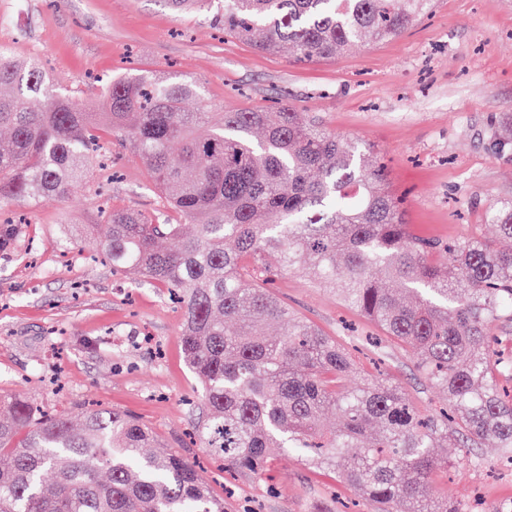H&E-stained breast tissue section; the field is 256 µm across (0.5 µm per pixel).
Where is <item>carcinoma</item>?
I'll list each match as a JSON object with an SVG mask.
<instances>
[{
  "instance_id": "obj_1",
  "label": "carcinoma",
  "mask_w": 512,
  "mask_h": 512,
  "mask_svg": "<svg viewBox=\"0 0 512 512\" xmlns=\"http://www.w3.org/2000/svg\"><path fill=\"white\" fill-rule=\"evenodd\" d=\"M210 0H168L175 15ZM224 28L261 51L298 61L400 36L433 0H220ZM0 198L35 202L81 186L100 149L93 130L124 135L148 162L162 211L101 212L97 232L112 268L167 289L183 309L185 362L204 411L200 447L224 468L261 474L271 449L336 473L367 512H468L428 499L448 459L435 448L486 442L512 453V250L476 232L447 242L405 223L371 145L323 130L283 105L275 112H191L198 95L156 75L112 80L93 112L45 89L35 66L0 54ZM512 239V200L489 208ZM21 225L0 224V252ZM161 239L173 245L163 248ZM451 260H436L441 252ZM303 271L336 291L391 341L410 346L417 370L445 397L422 414L381 376L349 390L352 354L270 292L272 277ZM278 326L276 336L268 329ZM343 426L327 434L322 414ZM158 436L133 415L88 408L75 423L33 402L0 397V512H226L196 462L154 453Z\"/></svg>"
}]
</instances>
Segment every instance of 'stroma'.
Wrapping results in <instances>:
<instances>
[{
  "label": "stroma",
  "instance_id": "35a3bbf8",
  "mask_svg": "<svg viewBox=\"0 0 512 512\" xmlns=\"http://www.w3.org/2000/svg\"><path fill=\"white\" fill-rule=\"evenodd\" d=\"M19 68L40 64L51 84L94 105L93 75L140 71L184 76L200 85L194 111L240 112L287 99L323 129L372 145L391 184L406 198L405 220L421 235L461 240L473 231L498 239L486 223L495 202L512 199V0H436L400 37L361 45L335 59L296 62L265 53L225 32L219 21L179 18L167 0H0V44ZM112 209L153 214L164 200L146 160L123 136L109 138ZM100 201L78 188L62 198L0 206L26 223L16 251L0 255V392L46 412L80 416L88 407L133 413L168 449L196 458L229 512H357L359 496L335 474L297 457L273 454L268 472H225L189 432L186 404L196 389L184 362L181 309L163 289L138 284L133 271L104 261L92 224ZM83 224L80 247L61 245L63 225ZM281 300L346 348L358 369L355 388L379 361L420 412L444 397L422 378L412 348H373L369 323L304 272L275 280ZM451 467L428 488L435 500L512 502V467L499 448L447 451Z\"/></svg>",
  "mask_w": 512,
  "mask_h": 512
}]
</instances>
